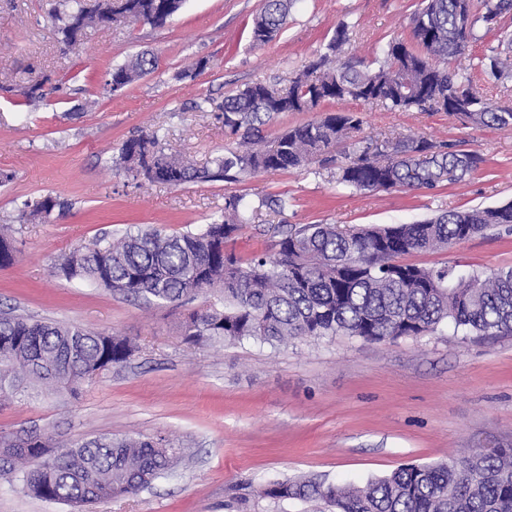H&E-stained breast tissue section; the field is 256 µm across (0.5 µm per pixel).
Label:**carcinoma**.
Returning a JSON list of instances; mask_svg holds the SVG:
<instances>
[{
    "label": "carcinoma",
    "instance_id": "carcinoma-1",
    "mask_svg": "<svg viewBox=\"0 0 512 512\" xmlns=\"http://www.w3.org/2000/svg\"><path fill=\"white\" fill-rule=\"evenodd\" d=\"M168 2L158 26L179 11L183 0H124L117 24L140 22ZM51 18L62 39L76 43L90 24L105 21L103 0H60ZM291 0H266L252 23L251 40L262 45L288 23ZM483 21L494 28L512 12V0H486ZM477 18L463 0H427L412 20L416 47L404 55L387 44L378 66L364 60L335 61L349 41V28L336 27L319 55L299 76L284 83H254L213 107L238 148L196 167L167 154L155 132L123 142L116 165L134 180L173 187L193 182H232L247 173L298 169L342 150L338 181L357 190L433 189L460 180L482 163L476 151L424 138L402 137L371 155L344 150L361 130L354 112H326L283 131L271 148L262 146L263 127L283 112H311L324 102H380L391 109L446 112L466 125H512V111L491 105L470 80L445 62L466 54L475 40ZM155 55L142 52L112 68V81L127 86L150 73ZM58 201L47 196L22 215L50 213ZM260 208L243 195L224 198V213L195 231L127 233L97 238L63 255L57 269L69 280L103 286L127 297L182 304L198 291L218 290L222 305L193 311L185 324L191 341L253 340L275 347L297 337L343 334L368 340L432 333L447 322L465 336L512 335V269L462 272L445 264L422 267L399 261L464 241L498 226H512V202L488 208L446 211L413 224L373 225L340 231L334 224H308L282 234L273 256L245 261L226 244ZM133 341L78 326L22 316H0V392L21 386H62L75 393L89 373L121 364ZM178 448L164 437H98L64 442L29 434L15 445L14 460L33 462L24 470V489L50 502L87 504L135 493L172 469ZM272 499L325 500L338 512H512V448L474 450L436 464L402 465L363 486L315 478L269 484Z\"/></svg>",
    "mask_w": 512,
    "mask_h": 512
}]
</instances>
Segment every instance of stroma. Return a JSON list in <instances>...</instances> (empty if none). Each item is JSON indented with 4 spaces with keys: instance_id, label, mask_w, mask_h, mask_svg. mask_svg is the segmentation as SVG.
I'll return each mask as SVG.
<instances>
[{
    "instance_id": "stroma-1",
    "label": "stroma",
    "mask_w": 512,
    "mask_h": 512,
    "mask_svg": "<svg viewBox=\"0 0 512 512\" xmlns=\"http://www.w3.org/2000/svg\"><path fill=\"white\" fill-rule=\"evenodd\" d=\"M55 0H0V225L16 247L0 267V314L50 319L129 336L137 349L77 395L19 391L0 399V432L59 439L159 437L179 450L175 469L138 493L92 512H323L321 502L274 500L262 487L313 477L362 485L404 464L444 461L473 448H512V336H465L440 326L424 336L366 340L336 335L277 347L187 342L190 309L132 300L54 268L96 238L155 228L195 230L224 209L226 196L252 204L284 197L228 245L238 257L269 251L284 228L409 224L447 211L512 201V126L475 128L443 112L391 111L348 103L366 143L411 135L474 150L483 158L465 179L425 189L357 191L336 180L340 157L302 170L247 174L235 182L172 187L131 181L114 168L121 144L158 131L166 152L204 164L235 147L213 113L195 104L254 82H276L314 60L339 24L351 41L339 56L382 59L387 42L410 40L421 0H296L286 27L253 45L250 28L264 0H185L165 27H90L63 50L49 12ZM469 55L458 66L489 98L512 106V78H494L482 60L512 34V13L487 29L484 0ZM144 50L155 70L110 93L113 66ZM204 69H196L199 60ZM40 84L48 94L28 100ZM53 196L49 216L22 217V203ZM422 266L512 268V230L499 227L448 248L407 255ZM0 512H81L24 493L0 477Z\"/></svg>"
}]
</instances>
